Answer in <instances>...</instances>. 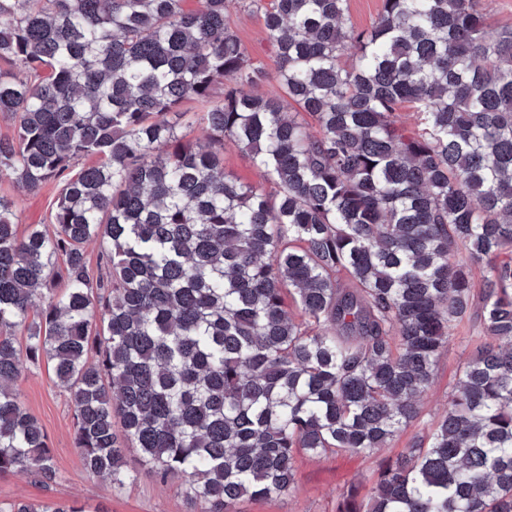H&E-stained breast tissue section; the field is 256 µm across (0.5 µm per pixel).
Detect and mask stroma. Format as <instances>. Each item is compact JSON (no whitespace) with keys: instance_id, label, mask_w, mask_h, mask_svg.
<instances>
[{"instance_id":"35a3bbf8","label":"stroma","mask_w":512,"mask_h":512,"mask_svg":"<svg viewBox=\"0 0 512 512\" xmlns=\"http://www.w3.org/2000/svg\"><path fill=\"white\" fill-rule=\"evenodd\" d=\"M228 21L251 57L261 62L268 73L267 80L259 87L260 94L282 97L283 91L275 78L276 49L267 36L261 16L252 11L247 0H237ZM223 157L226 173L254 187L273 191V184L251 157L232 141H225ZM57 193L58 185L54 182L27 194L10 180L0 179V196L17 204V228L22 235L32 225L48 226ZM476 327L473 320L457 327L440 356L433 383L422 401L424 421L439 419L446 412L460 371L474 353L471 338ZM15 389L26 409L47 433L61 478L57 483L45 485L32 477L0 474V503L25 498L34 502H68L82 508L83 512H189L180 493L179 479L157 481L134 448L126 450V465L132 479L123 489H111L106 479L86 472L74 445L71 399L56 384L50 363L43 361L36 366H24ZM380 457L347 452L320 458L296 455L294 489L290 495L273 500L245 499L238 503L237 512H336V496L343 488L355 485L364 494L371 490Z\"/></svg>"}]
</instances>
